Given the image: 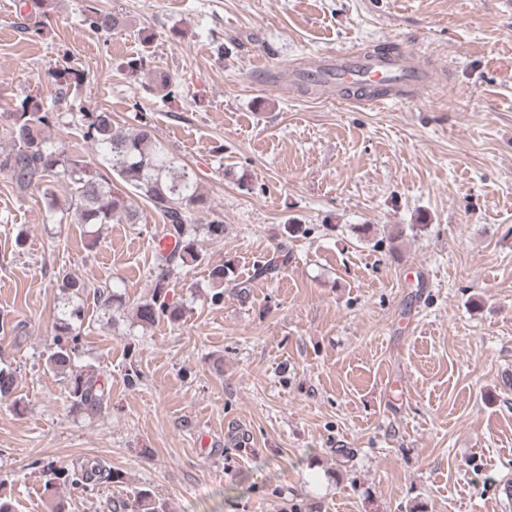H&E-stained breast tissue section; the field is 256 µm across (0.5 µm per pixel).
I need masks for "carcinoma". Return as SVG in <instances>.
<instances>
[{
  "label": "carcinoma",
  "instance_id": "cac0c4a2",
  "mask_svg": "<svg viewBox=\"0 0 512 512\" xmlns=\"http://www.w3.org/2000/svg\"><path fill=\"white\" fill-rule=\"evenodd\" d=\"M84 21L98 32L107 33L125 26L118 11L103 10L97 0H86ZM80 75L72 70L62 72L54 82L50 98L27 95L15 108L0 113V137L7 140V149H0V173L11 177L15 188L26 193L32 188L41 191L48 213H61L79 224H136L139 221L138 202H144L161 215L163 224L155 229L153 238L160 242L172 239L171 247L155 246L160 270L150 298L138 303L135 316L143 326L165 318L177 323L185 315L183 303L169 297L171 277L190 262L199 260L197 232L212 240L224 238V219L216 216L209 197L180 157L148 128L128 131L112 121L107 110L88 111L78 107L71 114L77 123L80 138L76 142L55 141L46 130L59 121L54 112L58 101L76 95ZM93 149L95 159L88 160L84 147ZM116 180L131 189L123 194L112 188ZM67 186L65 201H60L56 184ZM213 291L210 303L224 301V284L238 289L241 295L249 292V283L240 281L232 265L224 263L211 270ZM60 288L65 296L88 297L99 301L112 299L114 291L100 288L88 290L85 282L65 275ZM82 308L63 306L55 316L46 366L66 382L72 405L94 416L110 397L104 380L92 367L74 368L79 352L80 332L76 322ZM108 479L123 483L119 473L107 471L97 461H87L71 473V482L83 489ZM113 512H165L162 503L149 490L140 491L133 499L112 500Z\"/></svg>",
  "mask_w": 512,
  "mask_h": 512
}]
</instances>
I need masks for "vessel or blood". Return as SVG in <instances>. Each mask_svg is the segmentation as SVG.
<instances>
[{
    "instance_id": "1",
    "label": "vessel or blood",
    "mask_w": 512,
    "mask_h": 512,
    "mask_svg": "<svg viewBox=\"0 0 512 512\" xmlns=\"http://www.w3.org/2000/svg\"><path fill=\"white\" fill-rule=\"evenodd\" d=\"M297 79L305 84H381L397 88L424 83L425 73L405 59L391 65L364 53H351L325 57L302 70Z\"/></svg>"
}]
</instances>
